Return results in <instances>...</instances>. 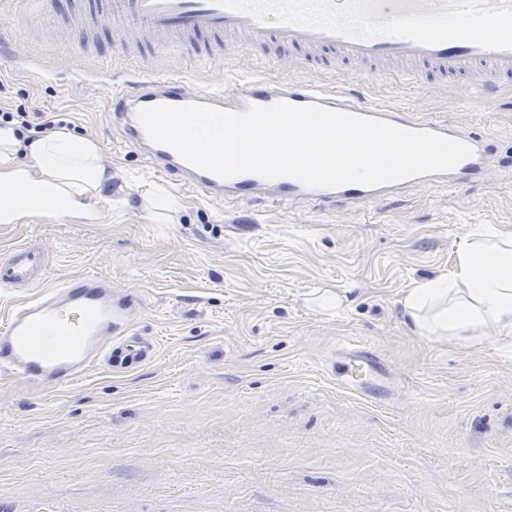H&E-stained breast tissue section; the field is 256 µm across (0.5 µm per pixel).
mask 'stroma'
Listing matches in <instances>:
<instances>
[{"label":"stroma","instance_id":"35a3bbf8","mask_svg":"<svg viewBox=\"0 0 512 512\" xmlns=\"http://www.w3.org/2000/svg\"><path fill=\"white\" fill-rule=\"evenodd\" d=\"M188 82L253 67L245 46L212 66L152 53ZM98 66L100 82L80 76ZM140 60L112 34L51 27L38 0L0 12V101L96 140L110 175L97 223L35 216L53 278L102 273L144 305L158 359L43 396L0 378V512H512V335L470 344L420 335L411 288L450 272L472 228L512 235V91H424L371 81L374 96L444 113L495 137L488 179L425 187L409 202L322 214L253 201L224 207L173 188L166 216L140 181L161 176L112 148V86ZM330 290L336 312L318 308ZM391 366L389 405L338 391L321 364L345 336Z\"/></svg>","mask_w":512,"mask_h":512}]
</instances>
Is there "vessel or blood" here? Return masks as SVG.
<instances>
[{"label": "vessel or blood", "mask_w": 512, "mask_h": 512, "mask_svg": "<svg viewBox=\"0 0 512 512\" xmlns=\"http://www.w3.org/2000/svg\"><path fill=\"white\" fill-rule=\"evenodd\" d=\"M91 21L111 28L117 53L128 37L139 46L188 47L207 60L224 55L225 39L259 53L258 68L223 80L189 86L184 77L144 69L113 87L109 117L122 148L178 187L210 201L237 206L263 200L310 207L323 213L363 211L418 185L462 188L484 181L492 150L486 137L439 115L366 97L337 82L271 76L282 58L318 65L332 74H363L396 84L431 89L453 85L512 88V0H100ZM284 101L382 119L402 128L426 129L458 138L471 157L447 173L409 177L377 186L347 183L309 189L295 179L267 180L254 174L230 178L186 164L169 146L150 141L139 109L197 102L232 111ZM52 256L30 237L0 253V288L18 293L0 316V375L39 393L73 388L93 372L124 375L153 362L156 337L137 332L138 298L95 273L50 276ZM323 368L337 389L362 402L384 405L393 387L388 365L370 346L341 343Z\"/></svg>", "instance_id": "vessel-or-blood-1"}]
</instances>
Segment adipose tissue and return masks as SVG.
Listing matches in <instances>:
<instances>
[{
	"mask_svg": "<svg viewBox=\"0 0 512 512\" xmlns=\"http://www.w3.org/2000/svg\"><path fill=\"white\" fill-rule=\"evenodd\" d=\"M21 149L29 166L17 160ZM108 179L94 139L61 127L26 142L15 137L13 126L0 127V190L23 183L41 191L50 201L45 214L83 213ZM404 309L423 336L460 340L489 322L511 332L512 238L490 225L479 228L460 249L456 271L416 284Z\"/></svg>",
	"mask_w": 512,
	"mask_h": 512,
	"instance_id": "adipose-tissue-1",
	"label": "adipose tissue"
}]
</instances>
